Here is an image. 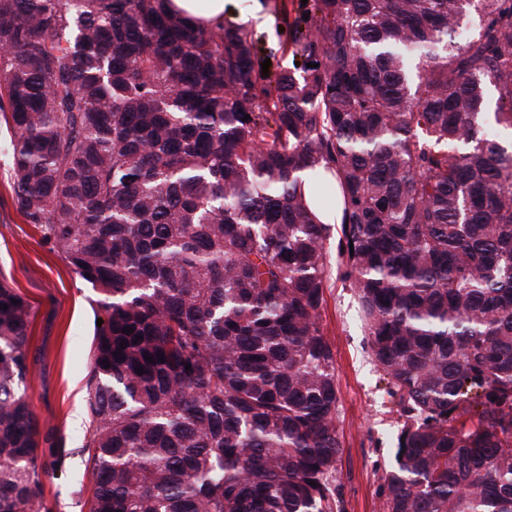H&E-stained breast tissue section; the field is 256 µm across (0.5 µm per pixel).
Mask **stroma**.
I'll return each mask as SVG.
<instances>
[{
    "label": "stroma",
    "instance_id": "obj_1",
    "mask_svg": "<svg viewBox=\"0 0 512 512\" xmlns=\"http://www.w3.org/2000/svg\"><path fill=\"white\" fill-rule=\"evenodd\" d=\"M9 192L0 165V280L33 307L28 396L45 469L44 499L50 512H88L93 478L82 445L89 427L85 383L92 368L95 293L8 207ZM340 245L336 234L325 243L330 263L322 311L339 389L338 479L345 512H381L382 477L403 419L358 321L356 292L337 262ZM54 447L61 449L63 465H56Z\"/></svg>",
    "mask_w": 512,
    "mask_h": 512
}]
</instances>
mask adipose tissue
<instances>
[{"label":"adipose tissue","mask_w":512,"mask_h":512,"mask_svg":"<svg viewBox=\"0 0 512 512\" xmlns=\"http://www.w3.org/2000/svg\"><path fill=\"white\" fill-rule=\"evenodd\" d=\"M169 9L203 28L225 23L230 12L236 15L239 23L248 26H261L267 21L261 0H171Z\"/></svg>","instance_id":"obj_1"}]
</instances>
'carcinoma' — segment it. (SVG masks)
<instances>
[{"mask_svg": "<svg viewBox=\"0 0 512 512\" xmlns=\"http://www.w3.org/2000/svg\"><path fill=\"white\" fill-rule=\"evenodd\" d=\"M166 2L0 0L10 207L103 320L89 512H343L302 172L404 418L382 512H512V0H281L266 77ZM32 321L0 280V512L47 510Z\"/></svg>", "mask_w": 512, "mask_h": 512, "instance_id": "obj_1", "label": "carcinoma"}]
</instances>
